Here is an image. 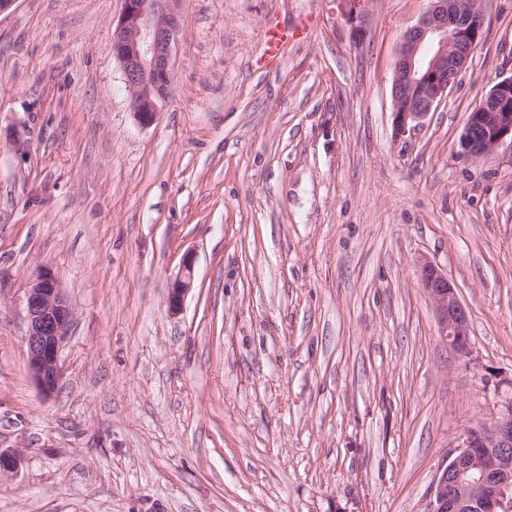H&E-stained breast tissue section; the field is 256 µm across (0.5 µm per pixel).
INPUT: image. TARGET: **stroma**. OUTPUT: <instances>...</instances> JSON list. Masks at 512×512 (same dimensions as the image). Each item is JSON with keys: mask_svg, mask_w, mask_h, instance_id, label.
<instances>
[{"mask_svg": "<svg viewBox=\"0 0 512 512\" xmlns=\"http://www.w3.org/2000/svg\"><path fill=\"white\" fill-rule=\"evenodd\" d=\"M428 0H184L168 102L139 125L112 55L122 0L0 16V512H425L512 394V146L462 154L512 74V0L448 99L392 125L403 34ZM300 30L281 59L268 24ZM179 311L168 288L185 256ZM470 312L438 335L417 264ZM74 308L62 379L27 360L24 294ZM371 0H336L337 10L349 27L354 41L360 40L366 33L365 22ZM194 261L191 257L183 259L181 271L172 282L169 289V308L172 311H178L185 299L187 293L192 289L194 280ZM419 281L434 304L440 338L458 355L469 356V312L447 274L431 261L424 260L419 266Z\"/></svg>", "mask_w": 512, "mask_h": 512, "instance_id": "35a3bbf8", "label": "stroma"}]
</instances>
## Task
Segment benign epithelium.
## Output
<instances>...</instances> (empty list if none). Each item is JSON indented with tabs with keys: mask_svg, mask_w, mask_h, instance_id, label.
Instances as JSON below:
<instances>
[{
	"mask_svg": "<svg viewBox=\"0 0 512 512\" xmlns=\"http://www.w3.org/2000/svg\"><path fill=\"white\" fill-rule=\"evenodd\" d=\"M371 0H336L353 40L366 33ZM182 0H123L112 22V53L130 106L142 126L152 124L171 94L173 53L184 33ZM484 0H429L396 53L391 113L396 130L418 127L453 89L484 31ZM462 153L478 159L512 145V75L501 77L469 113L460 136ZM194 261L183 259L169 289V308H181L192 289ZM419 281L434 304L440 338L461 356L471 353L469 312L437 265L419 266ZM28 363L41 394L49 398L62 376L59 362L73 311L59 281L37 273L26 289ZM425 512H512V396L500 402L497 419L468 431L463 444L438 468Z\"/></svg>",
	"mask_w": 512,
	"mask_h": 512,
	"instance_id": "obj_1",
	"label": "benign epithelium"
}]
</instances>
